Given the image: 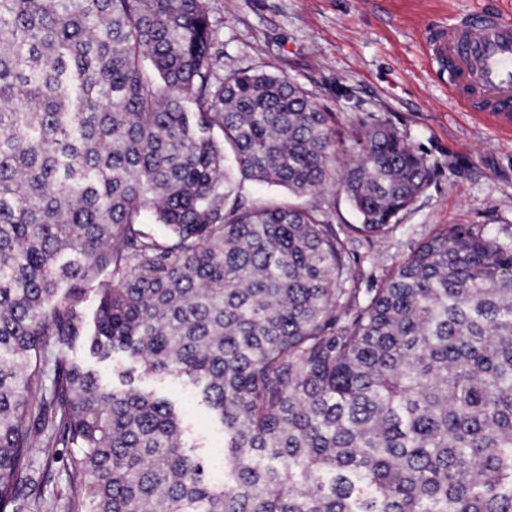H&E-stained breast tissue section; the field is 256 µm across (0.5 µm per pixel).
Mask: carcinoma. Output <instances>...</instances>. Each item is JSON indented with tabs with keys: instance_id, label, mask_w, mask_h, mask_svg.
I'll use <instances>...</instances> for the list:
<instances>
[{
	"instance_id": "1",
	"label": "carcinoma",
	"mask_w": 512,
	"mask_h": 512,
	"mask_svg": "<svg viewBox=\"0 0 512 512\" xmlns=\"http://www.w3.org/2000/svg\"><path fill=\"white\" fill-rule=\"evenodd\" d=\"M210 40L209 0H0V512H52L60 445L69 512H512V242L448 225L359 300L349 242L435 163L376 122L337 170L313 94L219 79ZM78 345L201 388L224 486L175 402ZM244 186L251 197L260 199H272L279 202H288V191L282 187L269 186L245 180ZM299 202L314 206L324 212L330 224H358L360 219L350 205L346 196L337 188L329 187L316 196L308 197ZM69 356L77 363L93 366L97 370L104 386L120 385L118 371L126 367L120 355H114L111 359L99 362L91 355L88 349L76 347L69 352ZM53 451L56 452V460L43 485V492L45 498L54 504V512H65L69 498V459L76 449L59 447Z\"/></svg>"
}]
</instances>
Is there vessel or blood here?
Returning <instances> with one entry per match:
<instances>
[{"mask_svg": "<svg viewBox=\"0 0 512 512\" xmlns=\"http://www.w3.org/2000/svg\"><path fill=\"white\" fill-rule=\"evenodd\" d=\"M429 44L447 63L457 105L505 132L512 131V18L482 9L430 30Z\"/></svg>", "mask_w": 512, "mask_h": 512, "instance_id": "vessel-or-blood-1", "label": "vessel or blood"}]
</instances>
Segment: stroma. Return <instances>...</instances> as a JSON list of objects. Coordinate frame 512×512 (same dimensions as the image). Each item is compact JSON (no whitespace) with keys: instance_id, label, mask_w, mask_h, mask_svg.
Instances as JSON below:
<instances>
[{"instance_id":"obj_1","label":"stroma","mask_w":512,"mask_h":512,"mask_svg":"<svg viewBox=\"0 0 512 512\" xmlns=\"http://www.w3.org/2000/svg\"><path fill=\"white\" fill-rule=\"evenodd\" d=\"M488 0H210L217 74L245 68L287 77L311 91L331 115L336 164L352 157L362 126L384 120L436 163L429 187L403 210L393 232L349 245L359 288L380 287L417 244L449 224L483 228L512 242V135L452 101L425 45L429 24ZM134 387L179 400L187 443L211 460L224 482V429L183 381L133 372ZM57 448L43 485L55 512H66L69 459Z\"/></svg>"}]
</instances>
